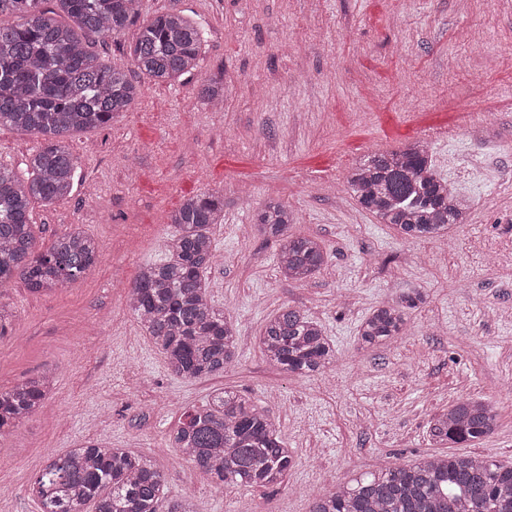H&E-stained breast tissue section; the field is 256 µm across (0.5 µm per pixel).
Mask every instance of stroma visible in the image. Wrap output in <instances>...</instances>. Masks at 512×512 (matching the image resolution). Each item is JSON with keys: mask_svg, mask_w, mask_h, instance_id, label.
Wrapping results in <instances>:
<instances>
[{"mask_svg": "<svg viewBox=\"0 0 512 512\" xmlns=\"http://www.w3.org/2000/svg\"><path fill=\"white\" fill-rule=\"evenodd\" d=\"M180 11L207 31L196 70L149 83L110 126L68 143L71 197L32 212L38 250L81 228L98 263L53 293L0 283L11 313L0 337V388L43 370L44 406L0 438V512H40L28 488L48 457L102 440L153 461L159 505L191 497L198 512H308L317 491L436 454L431 418L468 395L492 400L497 427L455 454L512 463V0H141V17ZM223 73L224 107L198 87ZM422 142L470 200V220L442 238L404 239L346 186L363 155ZM224 194L206 274L236 329L224 373L186 381L139 329L127 291L163 261L168 214L187 196ZM293 212L290 234L318 239L326 262L282 278L276 246L253 224L258 203ZM424 299L402 336L359 349L356 328L381 302ZM320 322L336 345L331 371L271 366L258 336L281 307ZM233 389L279 423L294 453L275 489L218 492L169 445L186 408Z\"/></svg>", "mask_w": 512, "mask_h": 512, "instance_id": "35a3bbf8", "label": "stroma"}]
</instances>
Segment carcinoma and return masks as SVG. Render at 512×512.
<instances>
[{
    "mask_svg": "<svg viewBox=\"0 0 512 512\" xmlns=\"http://www.w3.org/2000/svg\"><path fill=\"white\" fill-rule=\"evenodd\" d=\"M0 0V126L40 140L24 175L0 164V283L21 279L34 293L50 294L83 276L98 261L99 245L75 228L46 251L36 249L31 222L36 202L52 204L77 185V158L67 138L109 125L140 95L124 67L91 50L92 41L139 25L130 62L155 84H170L195 70L205 30L179 12L140 24L141 0ZM198 97L224 104V73L211 76ZM359 205L381 224L409 238L448 232L466 224L469 206L437 175L432 153L414 143L403 150L365 155L348 172ZM175 225L168 258L148 264L128 293L139 328L163 355L168 370L184 380L224 372L235 359L238 337L217 308L204 273L212 265L213 226L224 223V193L186 198L168 215ZM294 223L287 207H259L255 228L277 244L278 270L287 280L312 277L325 263L318 239L285 234ZM420 296L383 303L357 326L364 347L401 335L407 309ZM260 348L269 364L291 373L322 372L336 349L321 323L287 306L264 324ZM53 386L46 370L0 389V437L43 406ZM497 426L495 406L482 398L456 401L429 424L437 444L476 442ZM215 487L273 488L284 483L293 454L275 420L248 398L223 390L212 402L185 412L171 439ZM164 475L128 448L86 442L52 456L30 486L41 512H158ZM309 512H512V465L492 458L432 455L396 469L334 484L312 498Z\"/></svg>",
    "mask_w": 512,
    "mask_h": 512,
    "instance_id": "carcinoma-1",
    "label": "carcinoma"
}]
</instances>
